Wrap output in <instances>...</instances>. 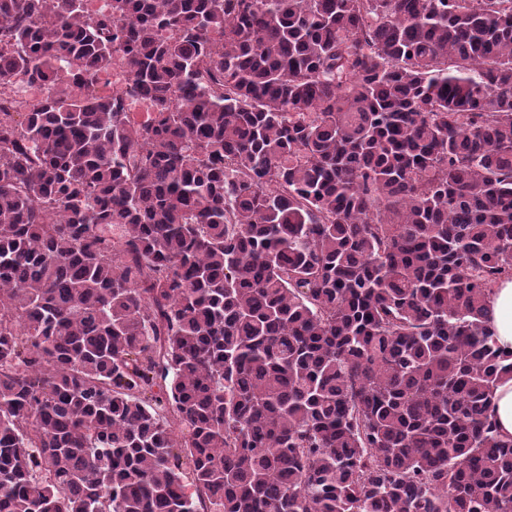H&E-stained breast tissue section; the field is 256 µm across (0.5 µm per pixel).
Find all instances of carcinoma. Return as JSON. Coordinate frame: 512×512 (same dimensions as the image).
Masks as SVG:
<instances>
[{
    "mask_svg": "<svg viewBox=\"0 0 512 512\" xmlns=\"http://www.w3.org/2000/svg\"><path fill=\"white\" fill-rule=\"evenodd\" d=\"M504 278L512 0H0V512H512ZM486 324L498 345L512 350V281L499 283L486 304ZM492 403L499 434L507 438L512 437V379L497 387Z\"/></svg>",
    "mask_w": 512,
    "mask_h": 512,
    "instance_id": "obj_1",
    "label": "carcinoma"
}]
</instances>
